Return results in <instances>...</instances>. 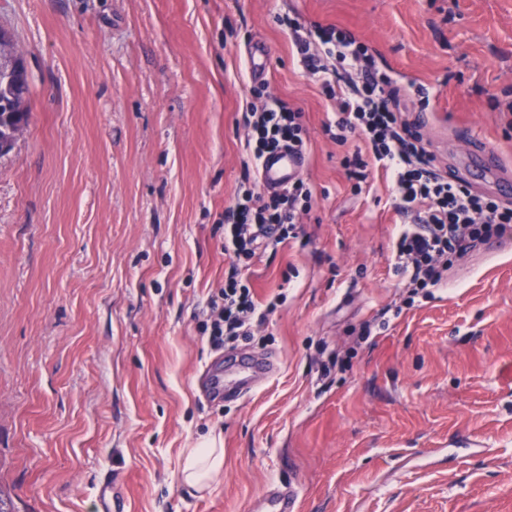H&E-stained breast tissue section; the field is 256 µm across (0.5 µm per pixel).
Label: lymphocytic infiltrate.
<instances>
[{"instance_id": "lymphocytic-infiltrate-1", "label": "lymphocytic infiltrate", "mask_w": 512, "mask_h": 512, "mask_svg": "<svg viewBox=\"0 0 512 512\" xmlns=\"http://www.w3.org/2000/svg\"><path fill=\"white\" fill-rule=\"evenodd\" d=\"M286 26L303 68L336 105V117L325 130L346 149L341 165L353 181V193L361 192L370 168L390 173L397 209L407 218L396 242L398 266L413 295L432 298L455 263L478 245L512 236V207L437 168L405 117L414 96L423 95L422 87L398 86L380 69L375 52L348 31L319 25L308 29L294 19ZM242 125L246 147L257 162L280 147L307 146L304 110L279 99L247 104ZM353 138L361 145L351 150L347 144ZM312 202L303 180L267 194L257 174L244 175L224 210V250L231 261L223 287L207 300L210 320L200 326L212 346L251 336L253 323L272 312V305L256 299L246 272L267 249L297 238L299 219Z\"/></svg>"}]
</instances>
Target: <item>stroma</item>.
<instances>
[{"instance_id":"35a3bbf8","label":"stroma","mask_w":512,"mask_h":512,"mask_svg":"<svg viewBox=\"0 0 512 512\" xmlns=\"http://www.w3.org/2000/svg\"><path fill=\"white\" fill-rule=\"evenodd\" d=\"M288 15L427 88L420 132L449 171L470 145L512 180V0H0L31 87L0 157V512H99L107 477L118 512H249L275 480L303 512H512V238L406 305L391 179L352 193ZM256 42L265 94L306 114L314 202L248 271L276 307L234 348L275 372L212 401L199 325L250 160ZM212 437L224 468L190 488L182 451Z\"/></svg>"}]
</instances>
